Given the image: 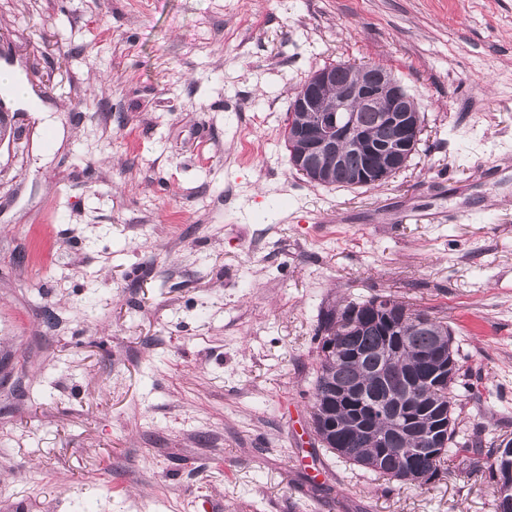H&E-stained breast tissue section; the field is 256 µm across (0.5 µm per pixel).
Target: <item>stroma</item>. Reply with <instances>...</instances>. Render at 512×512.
<instances>
[{"mask_svg": "<svg viewBox=\"0 0 512 512\" xmlns=\"http://www.w3.org/2000/svg\"><path fill=\"white\" fill-rule=\"evenodd\" d=\"M0 512H490L312 427L318 315L389 294L455 336L458 431L512 440V0H0ZM379 64L423 133L374 188L283 131L328 64ZM13 67H0V95L12 104L26 107L31 103L32 97L26 83L18 81V75Z\"/></svg>", "mask_w": 512, "mask_h": 512, "instance_id": "obj_1", "label": "stroma"}]
</instances>
